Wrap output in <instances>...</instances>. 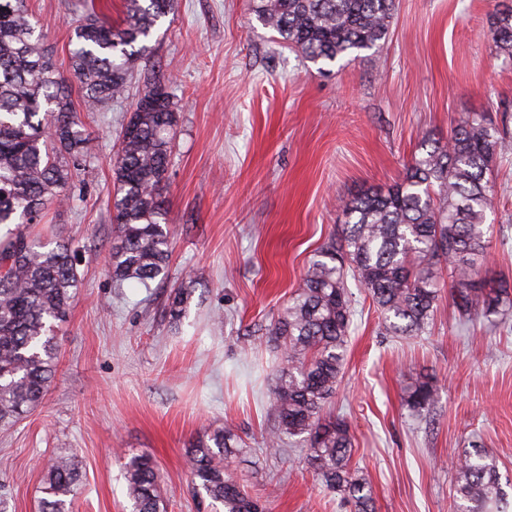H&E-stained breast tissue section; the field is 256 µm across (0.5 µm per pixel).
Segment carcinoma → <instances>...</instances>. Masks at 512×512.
Wrapping results in <instances>:
<instances>
[{
	"label": "carcinoma",
	"instance_id": "cac0c4a2",
	"mask_svg": "<svg viewBox=\"0 0 512 512\" xmlns=\"http://www.w3.org/2000/svg\"><path fill=\"white\" fill-rule=\"evenodd\" d=\"M175 0H126L125 27L88 13L73 23L70 67L86 107L122 98L146 39L174 11ZM396 0H252L266 28L312 62L358 57L385 44ZM489 35L498 55L512 60V8L497 11ZM157 81L138 98L113 163V240L106 272L113 282L144 287L167 273L172 231L165 189L177 124L166 91L156 103ZM512 153V140L481 112H472L448 140L426 139L405 176L387 190H365L340 201L345 223L318 250L304 286L267 328L281 351L268 403L275 424L269 455L286 441L306 443L308 467L327 488L344 495L353 512H375L372 489L352 468L347 421L325 412L336 394L353 322L348 279L366 288L384 330L417 336L429 326L439 300L442 268L452 270L459 309L473 305L477 266L489 243L487 212L494 200L487 178ZM94 156L72 85L51 58L28 0H0V429L36 406L58 362L57 331L67 321L81 281L72 240L41 242L28 226L51 208L70 203L73 172ZM192 289L180 282L165 305L169 322L185 316ZM432 382L405 392L414 411L434 405ZM245 443L226 426L189 442L193 489L210 512H268L266 494L250 492L227 470ZM132 512H167L153 458L135 454L124 463ZM456 512H512V497L496 460L474 446L459 454ZM80 482L71 459L52 462L41 487L39 512H70Z\"/></svg>",
	"mask_w": 512,
	"mask_h": 512
}]
</instances>
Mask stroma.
<instances>
[{
    "instance_id": "35a3bbf8",
    "label": "stroma",
    "mask_w": 512,
    "mask_h": 512,
    "mask_svg": "<svg viewBox=\"0 0 512 512\" xmlns=\"http://www.w3.org/2000/svg\"><path fill=\"white\" fill-rule=\"evenodd\" d=\"M83 0H29L60 72ZM503 0H396L388 42L353 61L312 63L280 44L248 0H176L135 64L128 93L83 113L94 161L75 177L70 208L35 233L71 237L82 283L58 333L60 364L34 409L0 431V499L37 512L47 464L80 467L72 512H131L123 462L151 454L167 512H197L185 448L230 424L249 447L230 470L270 490V512H351L305 462L270 457L263 438L275 385L266 330L302 288L316 250L344 221L339 199L402 179L422 140H447L469 112L512 135V62L487 38ZM177 104L166 200L173 227L167 279L116 286L113 154L121 125L154 79ZM492 233L477 287L512 284V156L494 167ZM195 289L171 325L173 283ZM428 331L397 337L371 297L356 310L332 406L353 436L352 463L376 512H453L455 457L477 445L512 478V305L460 317L450 270ZM428 375L438 400L416 413L403 394Z\"/></svg>"
}]
</instances>
